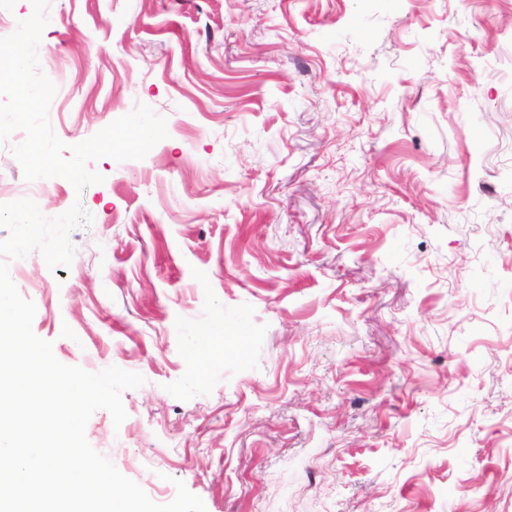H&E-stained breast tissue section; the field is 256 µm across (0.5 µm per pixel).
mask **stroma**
Instances as JSON below:
<instances>
[{
	"label": "stroma",
	"instance_id": "stroma-1",
	"mask_svg": "<svg viewBox=\"0 0 512 512\" xmlns=\"http://www.w3.org/2000/svg\"><path fill=\"white\" fill-rule=\"evenodd\" d=\"M70 267H13L63 364L145 382L91 446L206 512H512V0H51ZM0 144V203L26 179ZM210 343L193 351L201 337Z\"/></svg>",
	"mask_w": 512,
	"mask_h": 512
}]
</instances>
